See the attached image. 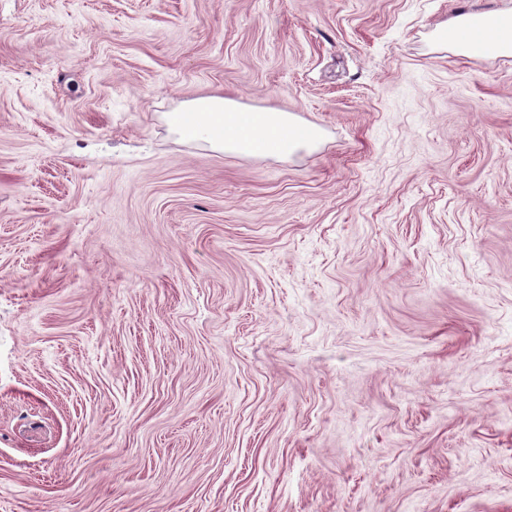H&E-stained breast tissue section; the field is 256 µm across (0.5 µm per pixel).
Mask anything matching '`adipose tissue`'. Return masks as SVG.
Returning <instances> with one entry per match:
<instances>
[{
    "instance_id": "obj_1",
    "label": "adipose tissue",
    "mask_w": 512,
    "mask_h": 512,
    "mask_svg": "<svg viewBox=\"0 0 512 512\" xmlns=\"http://www.w3.org/2000/svg\"><path fill=\"white\" fill-rule=\"evenodd\" d=\"M448 35L457 52L485 51L512 55V12L466 13L453 18ZM171 128L187 141L238 156L287 157L303 145L320 141L319 129L299 126L286 111H247L234 99L221 95L188 100L168 113Z\"/></svg>"
}]
</instances>
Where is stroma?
<instances>
[{"label": "stroma", "mask_w": 512, "mask_h": 512, "mask_svg": "<svg viewBox=\"0 0 512 512\" xmlns=\"http://www.w3.org/2000/svg\"><path fill=\"white\" fill-rule=\"evenodd\" d=\"M504 9L0 0V512H512ZM475 30L474 33L468 31ZM457 52L470 55L483 49L486 54L512 55V12L466 13L453 18L448 26ZM167 121L184 140L243 157H288L300 146L321 139L319 129L299 126L290 112L247 111L224 95L188 100L179 110L168 113Z\"/></svg>", "instance_id": "stroma-1"}]
</instances>
